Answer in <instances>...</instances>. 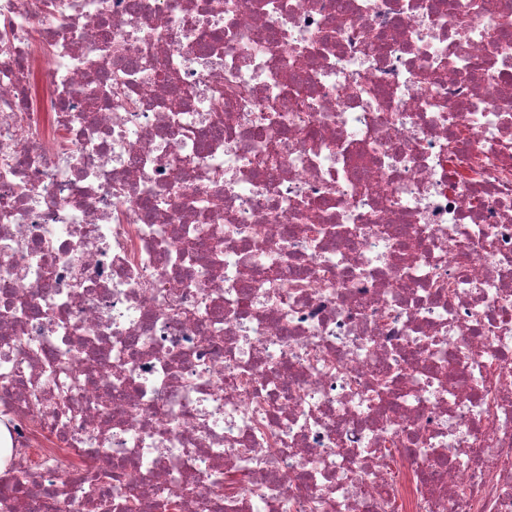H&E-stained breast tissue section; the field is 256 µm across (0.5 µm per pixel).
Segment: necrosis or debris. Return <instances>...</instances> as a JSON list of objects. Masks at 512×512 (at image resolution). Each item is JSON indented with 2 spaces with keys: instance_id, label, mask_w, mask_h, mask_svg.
I'll list each match as a JSON object with an SVG mask.
<instances>
[{
  "instance_id": "4bbe7bcc",
  "label": "necrosis or debris",
  "mask_w": 512,
  "mask_h": 512,
  "mask_svg": "<svg viewBox=\"0 0 512 512\" xmlns=\"http://www.w3.org/2000/svg\"><path fill=\"white\" fill-rule=\"evenodd\" d=\"M0 427V512H512V0H0Z\"/></svg>"
}]
</instances>
